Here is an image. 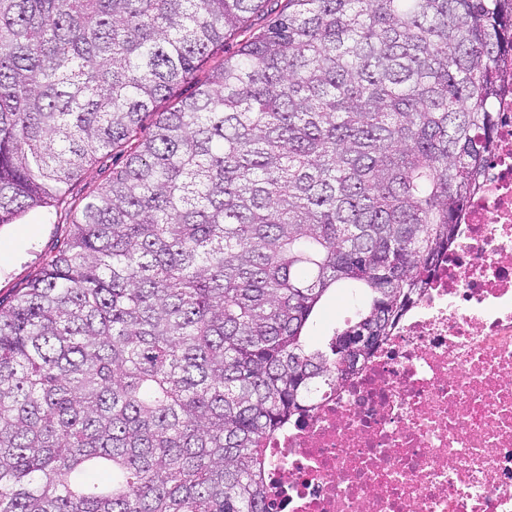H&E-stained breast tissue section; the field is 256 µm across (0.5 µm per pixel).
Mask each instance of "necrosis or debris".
<instances>
[{"instance_id":"1","label":"necrosis or debris","mask_w":512,"mask_h":512,"mask_svg":"<svg viewBox=\"0 0 512 512\" xmlns=\"http://www.w3.org/2000/svg\"><path fill=\"white\" fill-rule=\"evenodd\" d=\"M497 149L392 336L272 441L277 512H512V65Z\"/></svg>"}]
</instances>
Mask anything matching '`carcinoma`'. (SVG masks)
Masks as SVG:
<instances>
[{
  "label": "carcinoma",
  "instance_id": "obj_1",
  "mask_svg": "<svg viewBox=\"0 0 512 512\" xmlns=\"http://www.w3.org/2000/svg\"><path fill=\"white\" fill-rule=\"evenodd\" d=\"M510 54L512 0H0V225L124 156L0 301V512H268L265 441L455 243ZM342 290L333 292L322 303L313 324L306 330L312 344L324 345L326 339L333 334L336 327L354 315L356 304L341 299Z\"/></svg>",
  "mask_w": 512,
  "mask_h": 512
}]
</instances>
